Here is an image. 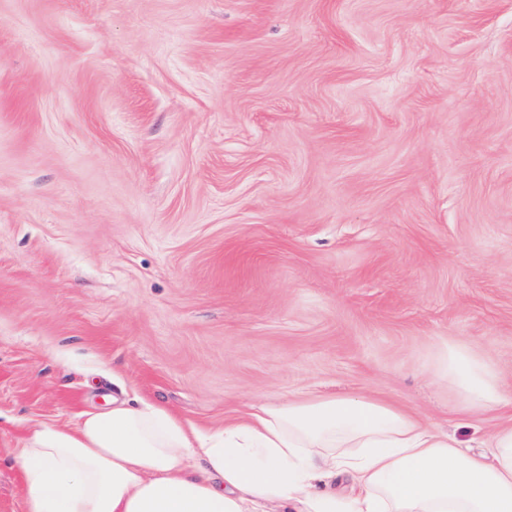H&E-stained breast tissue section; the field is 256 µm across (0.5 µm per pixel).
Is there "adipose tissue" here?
Returning a JSON list of instances; mask_svg holds the SVG:
<instances>
[{
	"label": "adipose tissue",
	"mask_w": 512,
	"mask_h": 512,
	"mask_svg": "<svg viewBox=\"0 0 512 512\" xmlns=\"http://www.w3.org/2000/svg\"><path fill=\"white\" fill-rule=\"evenodd\" d=\"M447 375L468 413L498 418L486 451L365 396L251 405L214 430L152 402L116 401L71 428H31L12 455L24 512H512L501 376L455 345ZM339 473L349 495L319 489Z\"/></svg>",
	"instance_id": "adipose-tissue-1"
}]
</instances>
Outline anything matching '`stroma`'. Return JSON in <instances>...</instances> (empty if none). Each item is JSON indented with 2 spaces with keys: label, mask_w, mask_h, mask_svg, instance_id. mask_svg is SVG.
<instances>
[{
  "label": "stroma",
  "mask_w": 512,
  "mask_h": 512,
  "mask_svg": "<svg viewBox=\"0 0 512 512\" xmlns=\"http://www.w3.org/2000/svg\"><path fill=\"white\" fill-rule=\"evenodd\" d=\"M512 398V0H0V512L39 423Z\"/></svg>",
  "instance_id": "obj_1"
}]
</instances>
